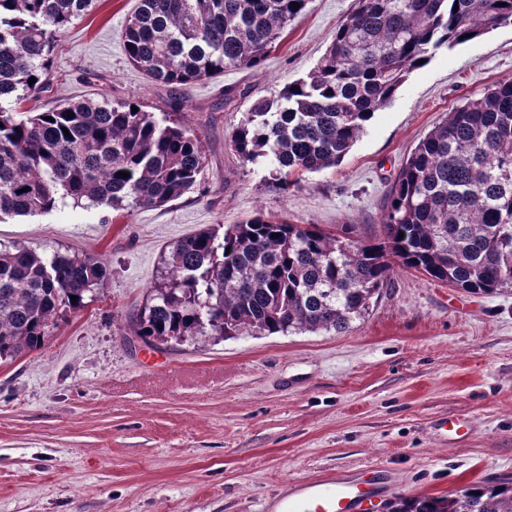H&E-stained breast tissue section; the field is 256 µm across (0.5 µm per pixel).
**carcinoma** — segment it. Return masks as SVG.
I'll return each instance as SVG.
<instances>
[{"label":"carcinoma","mask_w":512,"mask_h":512,"mask_svg":"<svg viewBox=\"0 0 512 512\" xmlns=\"http://www.w3.org/2000/svg\"><path fill=\"white\" fill-rule=\"evenodd\" d=\"M92 2L0 0V218L48 213L61 189L101 205L158 208L202 180L198 132L163 125L140 105L134 113L132 102L83 99L17 117L23 93L43 89L53 36ZM309 3L137 0L125 52L175 93L229 68L258 67ZM511 24L512 0H355L316 67L255 99L229 144L285 186L292 175L336 167L434 51ZM393 260L470 294L512 292V79L481 90L419 141L375 240L355 238L351 224L329 231L263 213L221 237L208 228L172 246L167 281L130 321L151 346L206 334L342 332L368 312ZM107 276L89 256L1 251L0 360L40 349L59 313L83 307ZM386 512H512V478L397 496Z\"/></svg>","instance_id":"1"}]
</instances>
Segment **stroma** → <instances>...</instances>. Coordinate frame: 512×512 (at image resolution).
<instances>
[{
    "label": "stroma",
    "mask_w": 512,
    "mask_h": 512,
    "mask_svg": "<svg viewBox=\"0 0 512 512\" xmlns=\"http://www.w3.org/2000/svg\"><path fill=\"white\" fill-rule=\"evenodd\" d=\"M137 0H95L52 41L25 108L70 100L133 101L196 130L200 186L156 209L60 199L0 219V249L90 255L110 275L44 345L0 361V512H280L303 482L385 468L383 501L442 496L512 477V294L471 295L395 267L344 333L198 336L159 349L131 344L128 315L165 274L178 240L257 213L379 235L407 157L478 90L512 78V26L413 69L374 113L340 166L290 186L243 163L228 136L253 99L305 77L354 0H311L253 69L169 87L127 60L122 31ZM239 89L226 99L225 88ZM467 424L444 441L440 426Z\"/></svg>",
    "instance_id": "obj_1"
}]
</instances>
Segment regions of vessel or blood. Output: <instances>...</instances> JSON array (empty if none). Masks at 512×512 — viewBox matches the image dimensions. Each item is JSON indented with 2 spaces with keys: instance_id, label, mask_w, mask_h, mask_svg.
<instances>
[{
  "instance_id": "1",
  "label": "vessel or blood",
  "mask_w": 512,
  "mask_h": 512,
  "mask_svg": "<svg viewBox=\"0 0 512 512\" xmlns=\"http://www.w3.org/2000/svg\"><path fill=\"white\" fill-rule=\"evenodd\" d=\"M383 470L370 469L354 480H323L303 485L299 497L284 504V512H366L385 487Z\"/></svg>"
}]
</instances>
